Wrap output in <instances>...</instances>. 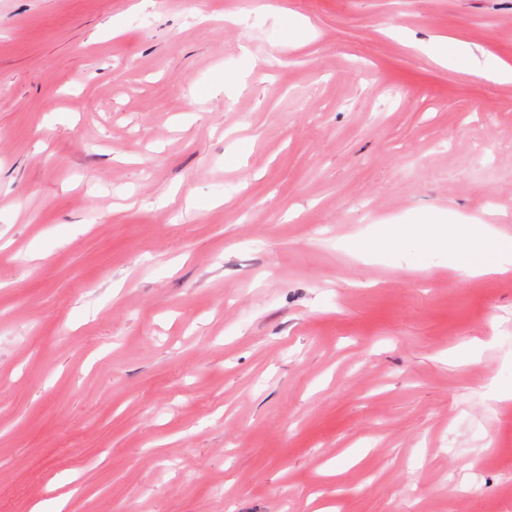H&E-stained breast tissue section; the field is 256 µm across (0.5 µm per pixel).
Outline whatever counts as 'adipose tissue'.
Returning <instances> with one entry per match:
<instances>
[{
	"mask_svg": "<svg viewBox=\"0 0 512 512\" xmlns=\"http://www.w3.org/2000/svg\"><path fill=\"white\" fill-rule=\"evenodd\" d=\"M407 233L419 238L426 248H447L454 257L456 271L463 277L504 272L512 266V234L505 231L473 224L435 225L419 219L406 229H387L384 242L398 247Z\"/></svg>",
	"mask_w": 512,
	"mask_h": 512,
	"instance_id": "ef3b65f1",
	"label": "adipose tissue"
}]
</instances>
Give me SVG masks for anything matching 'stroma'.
<instances>
[{"label":"stroma","instance_id":"35a3bbf8","mask_svg":"<svg viewBox=\"0 0 512 512\" xmlns=\"http://www.w3.org/2000/svg\"><path fill=\"white\" fill-rule=\"evenodd\" d=\"M121 33H113V24ZM512 0H0V512H512ZM408 225L405 231L419 238L427 249L448 248L460 276L505 272L512 265V235L508 232L476 226L481 224H432L421 219ZM400 226L387 229L383 243L397 249L405 233Z\"/></svg>","mask_w":512,"mask_h":512}]
</instances>
